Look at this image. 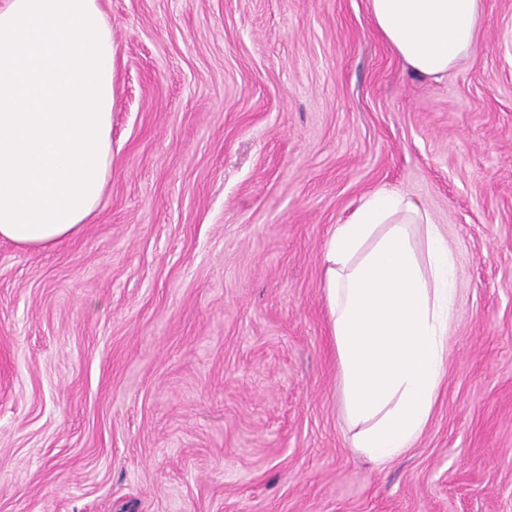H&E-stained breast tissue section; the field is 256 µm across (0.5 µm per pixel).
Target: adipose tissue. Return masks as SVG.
<instances>
[{
  "instance_id": "obj_1",
  "label": "adipose tissue",
  "mask_w": 512,
  "mask_h": 512,
  "mask_svg": "<svg viewBox=\"0 0 512 512\" xmlns=\"http://www.w3.org/2000/svg\"><path fill=\"white\" fill-rule=\"evenodd\" d=\"M419 77L478 49L480 0H368ZM112 29L98 0H0V240L49 250L95 212L112 160ZM326 302L354 447L379 464L426 428L448 359L456 266L441 225L369 193L324 251Z\"/></svg>"
}]
</instances>
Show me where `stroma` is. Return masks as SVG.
I'll return each instance as SVG.
<instances>
[{"mask_svg": "<svg viewBox=\"0 0 512 512\" xmlns=\"http://www.w3.org/2000/svg\"><path fill=\"white\" fill-rule=\"evenodd\" d=\"M112 163L54 249L0 241V512H512V0L415 77L367 0H99ZM392 188L456 258L432 418L352 445L322 256Z\"/></svg>", "mask_w": 512, "mask_h": 512, "instance_id": "1", "label": "stroma"}]
</instances>
